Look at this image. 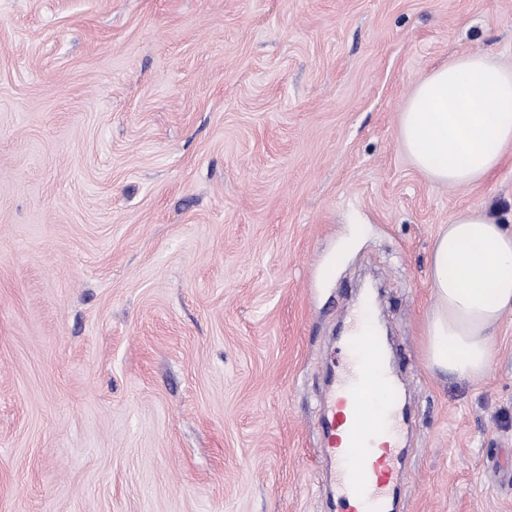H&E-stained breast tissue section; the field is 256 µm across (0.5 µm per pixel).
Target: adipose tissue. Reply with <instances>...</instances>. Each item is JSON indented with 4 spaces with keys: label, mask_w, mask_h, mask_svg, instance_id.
Wrapping results in <instances>:
<instances>
[{
    "label": "adipose tissue",
    "mask_w": 512,
    "mask_h": 512,
    "mask_svg": "<svg viewBox=\"0 0 512 512\" xmlns=\"http://www.w3.org/2000/svg\"><path fill=\"white\" fill-rule=\"evenodd\" d=\"M398 135L431 183L483 181L512 153V67L482 52L434 69L405 103ZM431 287L429 366L484 376L496 350L494 329L512 312V229L493 216L460 212L435 240Z\"/></svg>",
    "instance_id": "obj_1"
}]
</instances>
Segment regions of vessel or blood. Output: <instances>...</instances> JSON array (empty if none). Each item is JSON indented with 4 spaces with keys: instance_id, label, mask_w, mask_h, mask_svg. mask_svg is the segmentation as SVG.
<instances>
[{
    "instance_id": "b4317fda",
    "label": "vessel or blood",
    "mask_w": 512,
    "mask_h": 512,
    "mask_svg": "<svg viewBox=\"0 0 512 512\" xmlns=\"http://www.w3.org/2000/svg\"><path fill=\"white\" fill-rule=\"evenodd\" d=\"M368 310L344 341L346 369L324 409L321 456L336 469L333 512H395L400 492V386L371 363Z\"/></svg>"
}]
</instances>
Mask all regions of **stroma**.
Returning a JSON list of instances; mask_svg holds the SVG:
<instances>
[{
    "label": "stroma",
    "mask_w": 512,
    "mask_h": 512,
    "mask_svg": "<svg viewBox=\"0 0 512 512\" xmlns=\"http://www.w3.org/2000/svg\"><path fill=\"white\" fill-rule=\"evenodd\" d=\"M512 0H0V512H328L318 420L377 289L411 412L398 512H512V314L424 349L430 256L512 218V155L431 184L398 135Z\"/></svg>",
    "instance_id": "stroma-1"
}]
</instances>
